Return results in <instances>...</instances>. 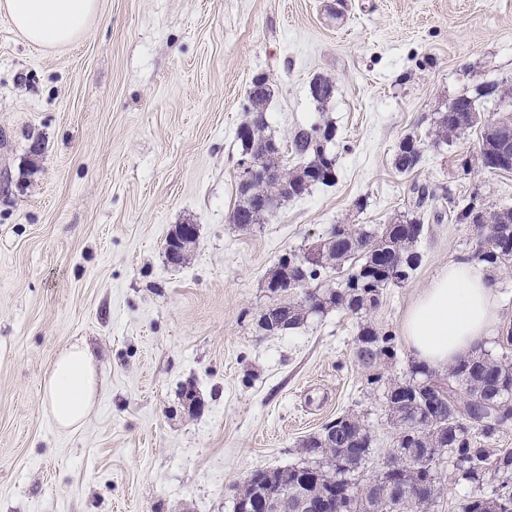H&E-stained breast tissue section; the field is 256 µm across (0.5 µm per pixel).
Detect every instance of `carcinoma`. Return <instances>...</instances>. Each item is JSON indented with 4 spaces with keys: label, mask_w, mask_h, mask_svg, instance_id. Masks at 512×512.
Wrapping results in <instances>:
<instances>
[{
    "label": "carcinoma",
    "mask_w": 512,
    "mask_h": 512,
    "mask_svg": "<svg viewBox=\"0 0 512 512\" xmlns=\"http://www.w3.org/2000/svg\"><path fill=\"white\" fill-rule=\"evenodd\" d=\"M272 95V83L263 74L253 79L247 91L248 122L241 125L238 139L241 153H250L265 161L268 172L253 181L248 190L238 192L231 213V222L242 229L264 224L270 213L260 201L276 194L279 202L307 193L308 169L316 163L314 138L320 130L336 133L329 123L294 127L286 140L288 154L295 159L288 164L285 155L271 149L272 137L262 120ZM438 116L430 131L437 144L466 132V129ZM409 148L395 154L393 164L400 173L412 172L421 162L413 147L417 142L407 138ZM412 205L418 215L407 220L421 223L419 212L435 190L415 183L411 186ZM415 243L404 235L402 222L376 227L372 224H336L326 238L321 261L310 265L308 280L288 296H275L271 304L275 317L288 321V329L305 325L310 319L336 308L356 316L375 309L383 291L409 278L399 274L397 259L414 254ZM478 258L495 267L512 265V248L476 244ZM358 265L345 282L336 288L321 289L327 274L350 262ZM315 290L321 296L322 308L317 312L303 305V294ZM497 343L499 354L478 349L448 366L443 373L430 372L419 365L412 366L411 376L389 379L385 385L386 408L398 430L391 455L400 460L376 476L360 479L371 454L373 435L360 416L347 414L326 423L322 429L305 438L301 444L304 460L288 467V482L315 496L330 495L344 507V512H425L443 492L438 467L448 459L454 477L477 486L486 478L501 475L503 480L493 494H474L457 505V512H512V452H494L482 446L512 428V326L501 330ZM395 355V336L389 330H379L366 321L359 325L356 358L368 371V381H382V365ZM441 388L443 398L460 392L466 406L482 410L494 404L493 415L480 424L467 421L458 414L449 418L443 414L435 388Z\"/></svg>",
    "instance_id": "1"
}]
</instances>
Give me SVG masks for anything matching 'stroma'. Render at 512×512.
Returning a JSON list of instances; mask_svg holds the SVG:
<instances>
[{"label": "stroma", "mask_w": 512, "mask_h": 512, "mask_svg": "<svg viewBox=\"0 0 512 512\" xmlns=\"http://www.w3.org/2000/svg\"><path fill=\"white\" fill-rule=\"evenodd\" d=\"M317 73L336 83L323 109ZM259 74L277 142L336 126L337 180L242 230L236 131ZM487 82L512 88V0H99L89 34L56 50L0 14V512H232L247 474L297 464L301 440L347 413L372 430L371 478L396 430L357 362L358 317L263 334L265 280L330 225L395 221L411 183L446 189L425 204L420 267L369 314L398 336L435 271L474 255L471 225L433 212L474 191L512 206V173L477 160L479 129L427 140L449 100ZM408 136L423 159L404 175L393 156ZM178 224L198 234L175 266ZM75 342L104 387L60 431L42 383ZM414 362L398 336L385 378Z\"/></svg>", "instance_id": "stroma-1"}]
</instances>
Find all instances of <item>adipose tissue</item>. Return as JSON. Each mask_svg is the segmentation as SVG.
Masks as SVG:
<instances>
[{
    "label": "adipose tissue",
    "instance_id": "ef3b65f1",
    "mask_svg": "<svg viewBox=\"0 0 512 512\" xmlns=\"http://www.w3.org/2000/svg\"><path fill=\"white\" fill-rule=\"evenodd\" d=\"M97 9L98 0H0V13L28 42L51 49L87 35ZM501 322L491 270L463 257L436 272L404 315L401 331L417 362L441 372L483 346ZM100 392L90 348L69 344L44 380L47 416L59 430L76 429L93 412Z\"/></svg>",
    "mask_w": 512,
    "mask_h": 512
}]
</instances>
